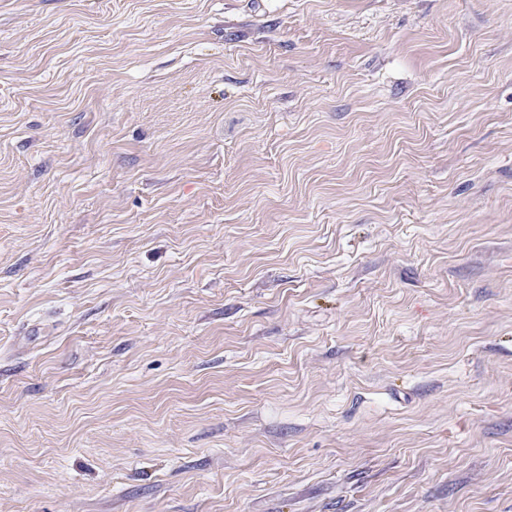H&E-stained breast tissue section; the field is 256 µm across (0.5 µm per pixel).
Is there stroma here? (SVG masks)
Listing matches in <instances>:
<instances>
[{
  "label": "stroma",
  "mask_w": 512,
  "mask_h": 512,
  "mask_svg": "<svg viewBox=\"0 0 512 512\" xmlns=\"http://www.w3.org/2000/svg\"><path fill=\"white\" fill-rule=\"evenodd\" d=\"M0 512H512V0H0Z\"/></svg>",
  "instance_id": "35a3bbf8"
}]
</instances>
